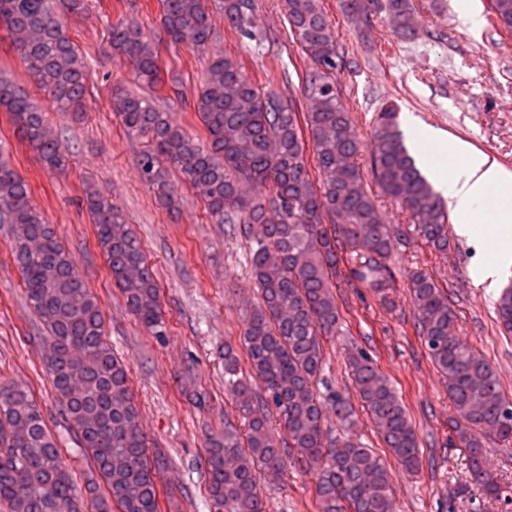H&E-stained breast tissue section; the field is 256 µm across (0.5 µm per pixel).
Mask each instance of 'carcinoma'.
<instances>
[{
    "instance_id": "obj_1",
    "label": "carcinoma",
    "mask_w": 512,
    "mask_h": 512,
    "mask_svg": "<svg viewBox=\"0 0 512 512\" xmlns=\"http://www.w3.org/2000/svg\"><path fill=\"white\" fill-rule=\"evenodd\" d=\"M161 25L175 42L205 50L213 31L206 0H161ZM224 22L263 46L255 0H215ZM288 26L311 62L305 71L307 105L284 102L256 85L234 57L208 60L194 98L205 132L202 141L145 97L112 90V107L131 139L152 149L138 164L154 196L171 205L180 172L219 224H243L260 305L243 333L248 370L235 347L224 344V393L245 420L210 438L205 467L211 512H265L260 479L277 477L293 461L314 471L318 512H393L392 474L387 463L352 437L362 410L391 456L407 474L421 466L420 442L402 397L375 360L359 351L348 360L357 401L336 390L326 397L316 384L326 365L325 342L339 333L336 289L368 288L390 302L394 243L413 236L433 251L448 252V210L417 167L395 122L396 109L381 108L372 139L371 174L378 193L402 205L408 224H386L365 188L358 156L364 144L336 85L346 64L323 0H282ZM349 20L371 25L385 19L396 38L414 40L415 0H338ZM88 10V0H0V25L28 75L60 112L85 109L87 66L69 36L64 17ZM493 26L512 32V0H490ZM110 47L125 58L136 81L165 85L156 45L123 19L110 27ZM0 107L50 170L71 162L45 113L27 92L0 78ZM312 143L314 161L306 156ZM265 188L257 197L251 190ZM98 246L112 281L137 319L157 336L165 320L157 283L138 240L109 196L86 192ZM11 224L12 258L30 306L47 332L43 364L60 396L62 414L91 454L106 493L94 497L97 512H161L158 472L167 465L159 451L148 455L129 371L106 340L102 310L77 271L54 225L31 202V189L0 163V218ZM351 257L354 265L341 264ZM409 292L418 335L448 383L457 417L454 445L464 449L469 479L485 500L512 504V484L485 466L484 448L512 443V399L494 367L455 334V312L439 286L423 272L412 274ZM497 319L512 334V288L497 301ZM261 385L257 394L255 385ZM332 411L342 431H326ZM288 435L280 447L273 422ZM54 497L44 495L46 488ZM10 512H81L60 448L47 429L30 390L0 384V502Z\"/></svg>"
}]
</instances>
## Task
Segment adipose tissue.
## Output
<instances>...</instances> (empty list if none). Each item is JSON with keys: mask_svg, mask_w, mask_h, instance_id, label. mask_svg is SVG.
<instances>
[{"mask_svg": "<svg viewBox=\"0 0 512 512\" xmlns=\"http://www.w3.org/2000/svg\"><path fill=\"white\" fill-rule=\"evenodd\" d=\"M419 138L430 146L431 179L442 189L460 235L479 239L486 260L472 271L478 283L512 269V173L483 152L431 129Z\"/></svg>", "mask_w": 512, "mask_h": 512, "instance_id": "ef3b65f1", "label": "adipose tissue"}]
</instances>
